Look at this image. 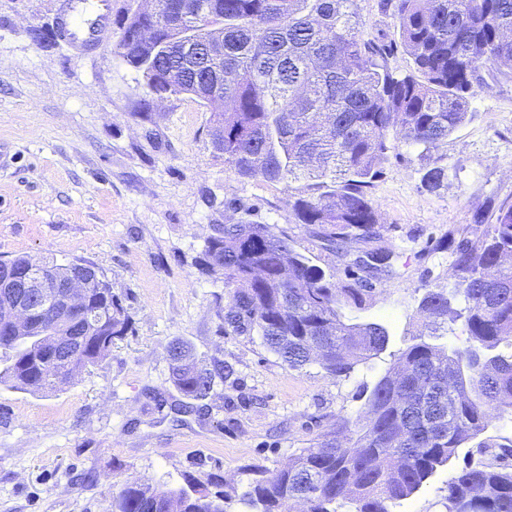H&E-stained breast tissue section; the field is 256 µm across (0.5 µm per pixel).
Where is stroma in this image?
<instances>
[{"instance_id":"1","label":"stroma","mask_w":512,"mask_h":512,"mask_svg":"<svg viewBox=\"0 0 512 512\" xmlns=\"http://www.w3.org/2000/svg\"><path fill=\"white\" fill-rule=\"evenodd\" d=\"M130 5L112 0L108 39L80 54L57 35L63 0H0V260L92 262L131 319L109 357L61 390L0 386V512H112L128 478L160 491L194 478L224 494L227 512H245L255 471L282 467L337 421L356 420L362 386L419 334L425 285L455 281L440 240L476 209L512 201V68L502 65L470 91L477 119L439 148L442 189H422V162L407 148L374 190L377 246L392 252V271L370 277L364 309L344 314L387 325V352L346 378L316 363L289 368L260 336L226 332L224 280L197 270L211 225H274L340 287L359 277L365 246L324 250L296 222L282 184L239 177L214 152L210 113L197 101L173 96L139 113L146 88L118 49ZM358 10L364 37L392 44L389 67L408 70L378 0H358ZM172 342L191 348L200 367L226 366L207 399L188 400L173 385ZM461 466L438 469L392 512H446Z\"/></svg>"}]
</instances>
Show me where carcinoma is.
<instances>
[{
  "mask_svg": "<svg viewBox=\"0 0 512 512\" xmlns=\"http://www.w3.org/2000/svg\"><path fill=\"white\" fill-rule=\"evenodd\" d=\"M356 2L187 0L183 25L194 48L164 51L174 37L165 11L135 17L120 44L152 89L172 86L220 105L210 119L224 131L217 154L238 176L302 182L288 204L336 254L352 240L380 238L371 189L401 146L423 161V189L444 186L448 167L437 151L477 116L470 89L486 83L490 66L512 65V0H380L411 58L406 72L391 70L386 46L363 37ZM142 26L156 29L153 43L134 38ZM212 26L224 29L221 61L207 52ZM473 223L481 231L467 225L448 233L454 288L429 286L418 304L430 335L459 322L466 345L421 339L399 350L395 367L359 393L366 422L345 421L287 466L261 472L242 498L250 512H292L297 503L303 512H336L346 503L355 512H391L494 418L512 415V352L499 350L512 347V202L475 211ZM210 230L198 271L223 276L230 294L224 325L232 333H257L293 369L313 362L310 351L319 347L318 363L334 377L389 348L386 325L345 320L342 309L362 308L366 289L336 287L285 232L242 218ZM34 263L58 280L76 273L73 262L4 261L16 271ZM85 302L91 322L75 326L82 343L73 359L53 358L65 333L57 324L43 323L38 336H12L0 321V385L52 393L104 361L130 316L101 274L85 288ZM167 353L180 393L207 398L213 372L180 342ZM463 461L448 480L447 512H512V448L494 454L480 445ZM112 512H224V497L193 479L167 492L127 480Z\"/></svg>",
  "mask_w": 512,
  "mask_h": 512,
  "instance_id": "cac0c4a2",
  "label": "carcinoma"
}]
</instances>
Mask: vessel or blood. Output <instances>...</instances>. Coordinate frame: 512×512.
I'll use <instances>...</instances> for the list:
<instances>
[{
  "instance_id": "b4317fda",
  "label": "vessel or blood",
  "mask_w": 512,
  "mask_h": 512,
  "mask_svg": "<svg viewBox=\"0 0 512 512\" xmlns=\"http://www.w3.org/2000/svg\"><path fill=\"white\" fill-rule=\"evenodd\" d=\"M110 13L111 0H70L60 31L70 47L85 52L104 39Z\"/></svg>"
}]
</instances>
